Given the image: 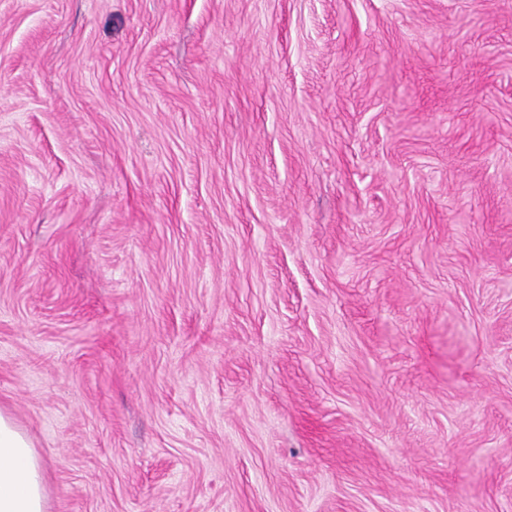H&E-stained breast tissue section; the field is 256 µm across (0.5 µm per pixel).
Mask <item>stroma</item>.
<instances>
[{
	"label": "stroma",
	"mask_w": 512,
	"mask_h": 512,
	"mask_svg": "<svg viewBox=\"0 0 512 512\" xmlns=\"http://www.w3.org/2000/svg\"><path fill=\"white\" fill-rule=\"evenodd\" d=\"M0 407L49 512H512V0H0Z\"/></svg>",
	"instance_id": "1"
}]
</instances>
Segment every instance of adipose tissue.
<instances>
[{
  "mask_svg": "<svg viewBox=\"0 0 512 512\" xmlns=\"http://www.w3.org/2000/svg\"><path fill=\"white\" fill-rule=\"evenodd\" d=\"M0 512H47L42 460L13 418L1 410Z\"/></svg>",
  "mask_w": 512,
  "mask_h": 512,
  "instance_id": "1",
  "label": "adipose tissue"
}]
</instances>
